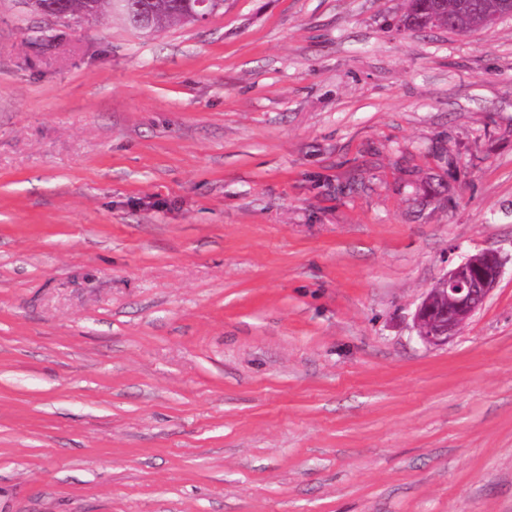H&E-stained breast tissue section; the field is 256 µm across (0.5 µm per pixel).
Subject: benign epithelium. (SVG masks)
<instances>
[{
	"label": "benign epithelium",
	"instance_id": "obj_1",
	"mask_svg": "<svg viewBox=\"0 0 512 512\" xmlns=\"http://www.w3.org/2000/svg\"><path fill=\"white\" fill-rule=\"evenodd\" d=\"M190 19L196 24L210 16V0H192ZM503 260L494 251L470 255L450 269L428 290L418 305L414 324L422 341L447 344L483 305L498 285Z\"/></svg>",
	"mask_w": 512,
	"mask_h": 512
}]
</instances>
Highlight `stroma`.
<instances>
[{"label": "stroma", "mask_w": 512, "mask_h": 512, "mask_svg": "<svg viewBox=\"0 0 512 512\" xmlns=\"http://www.w3.org/2000/svg\"><path fill=\"white\" fill-rule=\"evenodd\" d=\"M405 12L0 0V512H512V15ZM49 1L55 2L43 3L40 7V10L48 16L64 18L70 13V10L73 14L77 16H82V14H88L91 16L90 19H97L103 15H107L112 19V16H114L115 14H122L124 16V20L127 22V24L132 30L142 34H146L149 31L138 30L132 25L131 21L128 18V15H125L116 6V2L120 0H93L92 2H89V0H69V7L68 3L66 2L67 0ZM141 3L144 11L150 15V28L154 33L161 32L168 27L185 22L181 15L186 0H133ZM503 260L494 251L467 256L428 290L414 324L422 341L440 346L457 335L498 285Z\"/></svg>", "instance_id": "1"}]
</instances>
